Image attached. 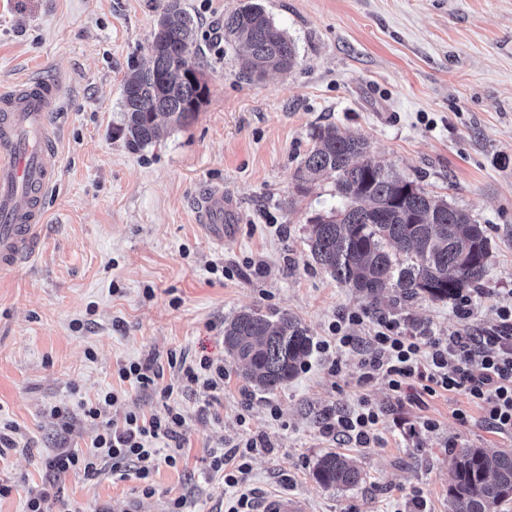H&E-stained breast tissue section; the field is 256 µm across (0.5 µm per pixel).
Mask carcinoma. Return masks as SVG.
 I'll return each mask as SVG.
<instances>
[{"mask_svg": "<svg viewBox=\"0 0 512 512\" xmlns=\"http://www.w3.org/2000/svg\"><path fill=\"white\" fill-rule=\"evenodd\" d=\"M222 27L224 42L243 51L245 74L284 72L297 63L294 42L255 0L225 12ZM195 31L181 0H167L148 66L132 70L123 86L120 131L131 146L160 138L159 117L181 126L198 111L206 86L195 62ZM312 140L295 173L297 187L333 176L344 204L313 220L306 245L338 284L371 304L389 291L408 302L422 295L455 299L481 288L490 256L483 225L374 160L359 133L327 125L316 128ZM311 345L307 330L286 312L249 309L224 325L228 356L247 384L267 394L296 375ZM451 470L449 512H497L512 500V450L463 446L452 453ZM313 476L323 488L336 489L356 485L362 473L350 458L328 452L317 459Z\"/></svg>", "mask_w": 512, "mask_h": 512, "instance_id": "carcinoma-1", "label": "carcinoma"}]
</instances>
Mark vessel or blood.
Masks as SVG:
<instances>
[{
	"label": "vessel or blood",
	"mask_w": 512,
	"mask_h": 512,
	"mask_svg": "<svg viewBox=\"0 0 512 512\" xmlns=\"http://www.w3.org/2000/svg\"><path fill=\"white\" fill-rule=\"evenodd\" d=\"M57 88L45 81L22 80L0 91V273L26 257L35 230L44 222V199L53 184L58 159L47 114ZM199 223L214 241L224 239V192L214 188L196 205ZM256 512H308L303 499L274 494Z\"/></svg>",
	"instance_id": "vessel-or-blood-1"
}]
</instances>
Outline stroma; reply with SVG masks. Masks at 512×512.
Returning a JSON list of instances; mask_svg holds the SVG:
<instances>
[{
	"label": "stroma",
	"instance_id": "35a3bbf8",
	"mask_svg": "<svg viewBox=\"0 0 512 512\" xmlns=\"http://www.w3.org/2000/svg\"><path fill=\"white\" fill-rule=\"evenodd\" d=\"M297 48L287 73L247 79L235 48L218 37L239 0H182L196 23L207 92L188 123L160 141L130 147L123 81L150 56L165 0H0V90L37 78L58 88L49 122L58 177L45 222L25 262L0 275V427L17 426L0 450V512H24L47 479L51 449L86 447L90 431H63L53 407L95 400L120 386L119 365L149 362L176 381L178 361H222L223 389L193 386L165 400L126 389L145 416L182 413L184 458L153 476L154 496L110 474L55 479L76 512H163L186 497L191 512H227L236 492L209 468L214 449L262 436L246 488L255 498L287 492L309 512H448L449 459L462 446L512 450L464 395L398 402L384 380L359 383L362 355L341 368L317 347L271 394L253 390L224 349V322L240 311H284L317 344L357 312V336L378 317L445 338L463 325L495 324L512 306V0H259ZM368 138L374 158L426 192L468 211L487 229L491 257L472 316L452 300L424 297L369 306L309 256L312 219L339 205L333 179L298 191L295 172L315 128ZM222 186L230 208L216 243L196 222V202ZM382 407L380 443L328 441L331 415ZM417 428L409 436V428ZM328 451L354 457L350 488L312 476Z\"/></svg>",
	"mask_w": 512,
	"mask_h": 512
}]
</instances>
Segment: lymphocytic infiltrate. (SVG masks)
<instances>
[{
	"label": "lymphocytic infiltrate",
	"instance_id": "1",
	"mask_svg": "<svg viewBox=\"0 0 512 512\" xmlns=\"http://www.w3.org/2000/svg\"><path fill=\"white\" fill-rule=\"evenodd\" d=\"M361 321L357 313L336 321L332 340L321 343L325 352L333 347L365 349L360 382L384 379L396 395L415 384L431 396L440 391L462 393L481 408L490 425L512 431V306L501 308L493 326L474 332L466 329L445 339L414 334L386 318L378 319L372 335H353L351 325ZM118 376L131 388L158 390L164 399L196 384L217 390L227 378L223 364L207 357L183 366L176 384L160 385V372L137 361L121 365ZM120 402V393L109 390L97 402L83 404L82 417L92 430L90 450L59 449L49 458L47 471L56 476L73 471L90 479L105 472L120 481L132 477L139 480L143 496H154L152 476L158 465L174 468L180 463L185 419L174 410L148 418L121 408ZM379 420V408L367 402L356 412L326 421L320 434L325 438L340 434L367 446L379 440ZM161 440L168 441V448L157 449ZM258 445L251 438L244 446L213 452L211 470L222 473L225 485H241Z\"/></svg>",
	"mask_w": 512,
	"mask_h": 512
}]
</instances>
